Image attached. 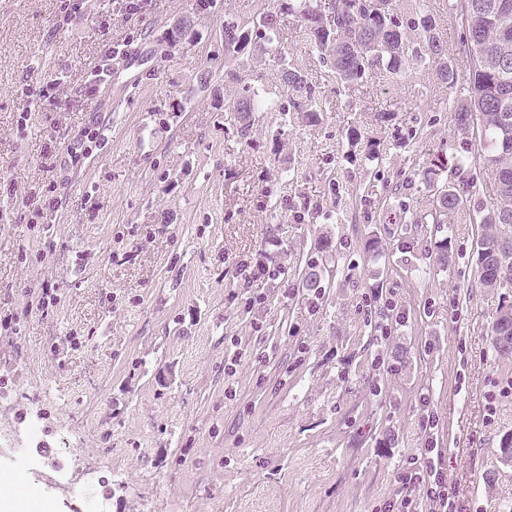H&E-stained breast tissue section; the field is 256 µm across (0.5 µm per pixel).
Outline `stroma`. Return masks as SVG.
I'll list each match as a JSON object with an SVG mask.
<instances>
[{
    "label": "stroma",
    "instance_id": "obj_1",
    "mask_svg": "<svg viewBox=\"0 0 512 512\" xmlns=\"http://www.w3.org/2000/svg\"><path fill=\"white\" fill-rule=\"evenodd\" d=\"M456 55L451 0H421ZM273 0H0V419L43 416L28 474L51 512H374L422 447V399L451 512H512V356L488 327L512 288L474 287L477 224L449 216L432 242L398 247L428 212L422 167L463 151L454 88L421 65L344 85L303 27L278 46L319 117L264 113L241 135L229 108L224 21ZM109 77L86 94L95 67ZM67 95L39 104L48 81ZM381 112L392 123H377ZM99 120V146L67 151ZM376 141L370 161L347 133ZM57 207L49 211L46 199ZM337 270L302 286L315 243ZM377 247H370V239ZM271 249L270 271L245 264ZM399 314L387 318L388 308ZM496 399L497 412L487 403ZM88 499L50 483L59 459Z\"/></svg>",
    "mask_w": 512,
    "mask_h": 512
}]
</instances>
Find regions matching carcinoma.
Instances as JSON below:
<instances>
[{
  "instance_id": "carcinoma-1",
  "label": "carcinoma",
  "mask_w": 512,
  "mask_h": 512,
  "mask_svg": "<svg viewBox=\"0 0 512 512\" xmlns=\"http://www.w3.org/2000/svg\"><path fill=\"white\" fill-rule=\"evenodd\" d=\"M494 0H458L456 10L461 20L473 25L474 39L465 50L473 85L471 95L453 106L455 128L474 138L485 154L432 159L426 163L424 178L435 189L432 210L427 217L440 227L449 214L471 202L473 185L465 172L478 162L490 167L495 179V198L489 205L476 208L477 284L481 288H512V12L494 9ZM405 7L402 0H329L326 18L312 5V0H277V10L267 11L252 21H224V54L227 57L245 53L254 30L261 31L268 45L277 41L279 16L296 18L313 40L321 60L346 84L384 75L397 78L410 66L428 62L435 66L441 82L453 88L457 73L448 64L447 46L435 39L427 40L424 51L410 49L405 27L400 22ZM283 92L288 96L306 94V101L291 99L300 120L317 119L312 91L305 75L286 62L281 51L273 52ZM227 80L240 90L234 106L247 135L256 115L272 109L271 103L242 75L229 70ZM352 146L368 159L378 156V145L363 139L361 133H348ZM448 166L457 180L438 185V169ZM325 265L323 258L307 264L302 273V286L320 288ZM490 336L496 352L512 354V305L501 307L490 323Z\"/></svg>"
}]
</instances>
